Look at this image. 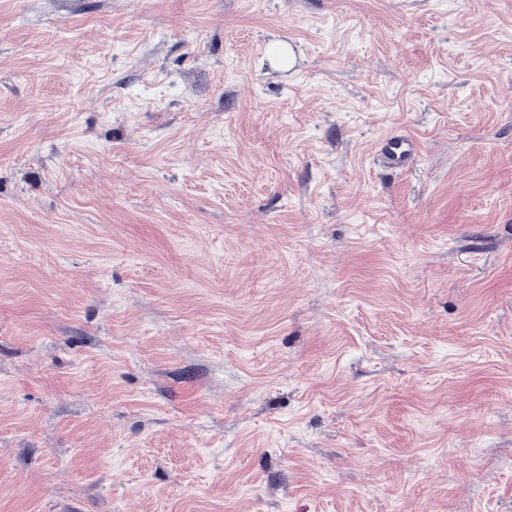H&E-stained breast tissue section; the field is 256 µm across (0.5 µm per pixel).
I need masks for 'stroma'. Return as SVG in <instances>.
<instances>
[{
  "label": "stroma",
  "mask_w": 512,
  "mask_h": 512,
  "mask_svg": "<svg viewBox=\"0 0 512 512\" xmlns=\"http://www.w3.org/2000/svg\"><path fill=\"white\" fill-rule=\"evenodd\" d=\"M0 512H512V0H0ZM416 150L411 138L404 135L391 136L382 147L381 162L389 169H401L414 158Z\"/></svg>",
  "instance_id": "obj_1"
}]
</instances>
